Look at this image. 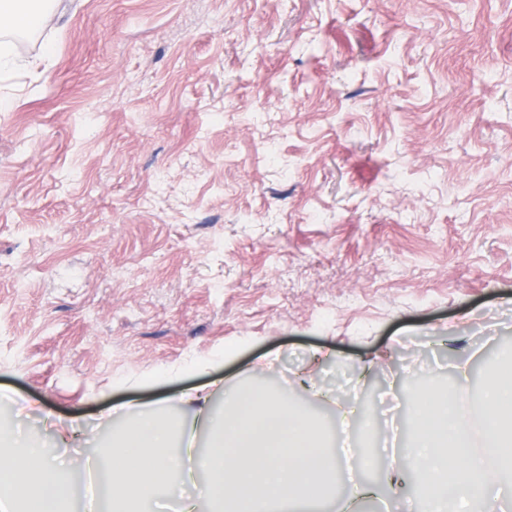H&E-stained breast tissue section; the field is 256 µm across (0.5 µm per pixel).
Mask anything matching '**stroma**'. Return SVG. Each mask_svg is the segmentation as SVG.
<instances>
[{
  "instance_id": "stroma-1",
  "label": "stroma",
  "mask_w": 512,
  "mask_h": 512,
  "mask_svg": "<svg viewBox=\"0 0 512 512\" xmlns=\"http://www.w3.org/2000/svg\"><path fill=\"white\" fill-rule=\"evenodd\" d=\"M0 73V419L202 380L291 393L340 439L384 392L512 355V0H60ZM208 377L155 374L224 347Z\"/></svg>"
}]
</instances>
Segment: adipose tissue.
<instances>
[{"mask_svg": "<svg viewBox=\"0 0 512 512\" xmlns=\"http://www.w3.org/2000/svg\"><path fill=\"white\" fill-rule=\"evenodd\" d=\"M15 3L0 0L1 32L36 31L54 16L53 9L20 11ZM179 401L187 414L177 422L148 406L122 411L125 424L106 461L110 512L162 507L161 490L202 474L208 478L204 499L215 503L216 512H298L332 491L336 451L288 396L237 390L219 411L209 387L201 386ZM424 402L406 454L380 463L386 480L408 463L422 474L425 495L439 512H495L488 490L498 472H512V460L497 456L512 447V425L496 420L512 411V381L496 375L485 389V406L495 417L481 441L495 455L489 466L475 452L480 441L473 427L449 421L447 399L433 395ZM66 471L15 428L0 424V512H60L72 496Z\"/></svg>", "mask_w": 512, "mask_h": 512, "instance_id": "adipose-tissue-1", "label": "adipose tissue"}]
</instances>
